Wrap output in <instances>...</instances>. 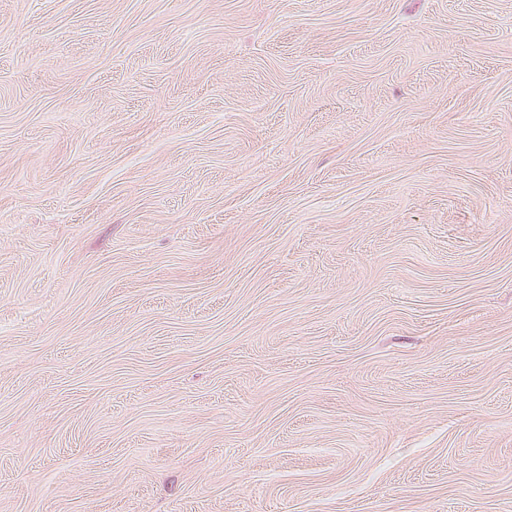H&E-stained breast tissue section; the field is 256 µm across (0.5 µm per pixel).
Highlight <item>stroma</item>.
Here are the masks:
<instances>
[{"label":"stroma","instance_id":"stroma-1","mask_svg":"<svg viewBox=\"0 0 512 512\" xmlns=\"http://www.w3.org/2000/svg\"><path fill=\"white\" fill-rule=\"evenodd\" d=\"M0 512H512V0H0Z\"/></svg>","mask_w":512,"mask_h":512}]
</instances>
